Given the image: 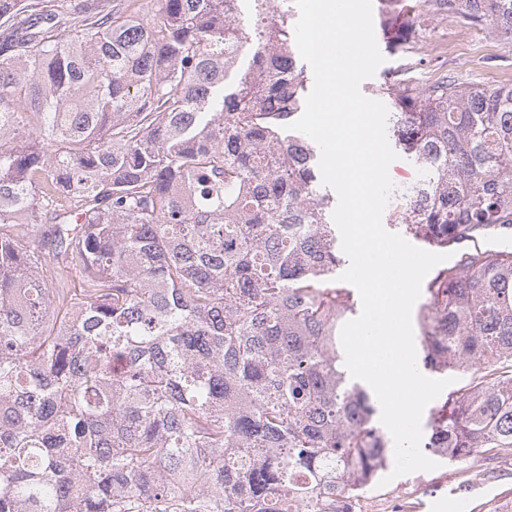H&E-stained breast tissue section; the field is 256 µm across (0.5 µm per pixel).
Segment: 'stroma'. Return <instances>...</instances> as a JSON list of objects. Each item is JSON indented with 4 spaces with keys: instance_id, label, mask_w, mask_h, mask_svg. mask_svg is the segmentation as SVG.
<instances>
[{
    "instance_id": "1",
    "label": "stroma",
    "mask_w": 512,
    "mask_h": 512,
    "mask_svg": "<svg viewBox=\"0 0 512 512\" xmlns=\"http://www.w3.org/2000/svg\"><path fill=\"white\" fill-rule=\"evenodd\" d=\"M409 25V42L384 51L369 98L387 101L385 87L394 82L417 92L445 76L486 87L512 83V43L488 29L434 5ZM367 497L378 512L398 502L411 503L410 512H449L452 498L463 504V512H505L512 507V453L491 451L444 460L436 470L373 487Z\"/></svg>"
}]
</instances>
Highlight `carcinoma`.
I'll return each mask as SVG.
<instances>
[{"instance_id": "1", "label": "carcinoma", "mask_w": 512, "mask_h": 512, "mask_svg": "<svg viewBox=\"0 0 512 512\" xmlns=\"http://www.w3.org/2000/svg\"><path fill=\"white\" fill-rule=\"evenodd\" d=\"M512 39V0H435ZM382 25L419 0H382ZM0 0V512H351L394 459L351 382L288 0ZM252 51L238 73V51ZM439 268L422 448L512 450V83L387 87ZM80 287H71L73 278Z\"/></svg>"}]
</instances>
